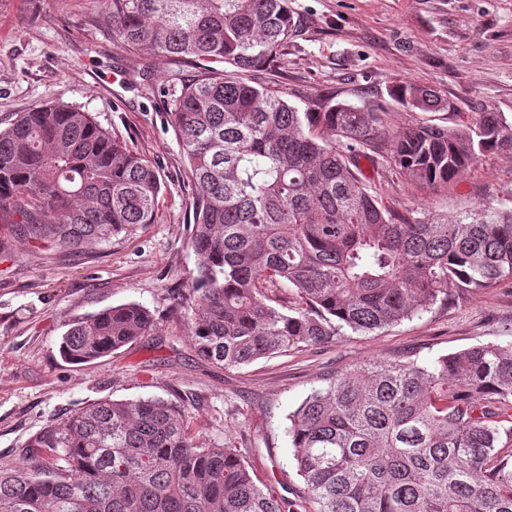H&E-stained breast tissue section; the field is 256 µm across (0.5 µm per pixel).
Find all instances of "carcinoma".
I'll return each instance as SVG.
<instances>
[{"mask_svg":"<svg viewBox=\"0 0 512 512\" xmlns=\"http://www.w3.org/2000/svg\"><path fill=\"white\" fill-rule=\"evenodd\" d=\"M104 19L132 50L200 65L168 112L196 198L199 303L181 307L200 358L241 368L512 281V207L396 215L358 175L380 113L302 111L240 77L294 38L288 0H107ZM394 98L451 108L426 86ZM487 155L512 157V120L492 109L397 133L391 161L437 190ZM161 191L155 167L76 106L0 131V216L28 241L80 253L153 223ZM156 326L137 303L112 306L67 324L59 352L87 363ZM288 421L299 504L258 486L237 449L196 446L180 406L147 398L87 405L31 439V464L0 470V512H512V343L368 362Z\"/></svg>","mask_w":512,"mask_h":512,"instance_id":"cac0c4a2","label":"carcinoma"}]
</instances>
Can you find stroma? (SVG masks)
Masks as SVG:
<instances>
[{"label":"stroma","mask_w":512,"mask_h":512,"mask_svg":"<svg viewBox=\"0 0 512 512\" xmlns=\"http://www.w3.org/2000/svg\"><path fill=\"white\" fill-rule=\"evenodd\" d=\"M105 0H0V130L44 104L89 112L152 163L164 184L153 223L74 255L24 241L0 221V467L26 464V446L48 427L101 400L161 398L184 407L195 442L238 448L258 486L292 501L297 475L288 415L338 373L372 360L425 362L483 343L512 342V287L439 303L385 330L345 331L331 343L227 370L198 358L187 318L196 259L189 239L195 195L188 161L168 121L172 100L196 67L138 53L113 39ZM296 37L247 81L287 94L370 106L386 133L359 159L362 176L393 211L415 217L477 204L512 206V158L489 155L447 190H422L391 161L399 132L420 121L462 128L491 108L512 117V0H290ZM150 79H143V72ZM432 86L451 104L409 109L394 86ZM135 302L155 331L88 363L59 354L77 316Z\"/></svg>","instance_id":"35a3bbf8"}]
</instances>
